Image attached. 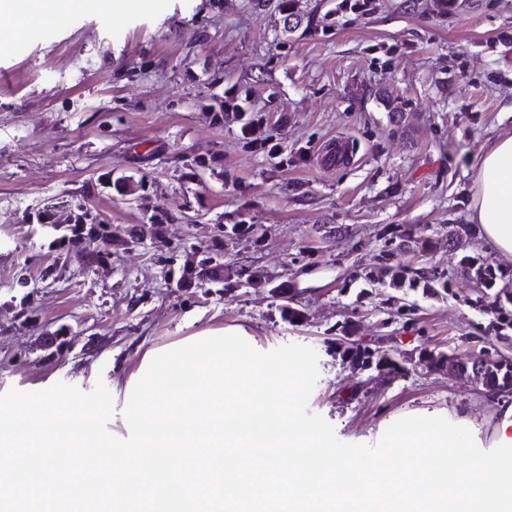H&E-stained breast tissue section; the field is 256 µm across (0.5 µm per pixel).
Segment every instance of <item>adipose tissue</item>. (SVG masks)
<instances>
[{
	"label": "adipose tissue",
	"mask_w": 512,
	"mask_h": 512,
	"mask_svg": "<svg viewBox=\"0 0 512 512\" xmlns=\"http://www.w3.org/2000/svg\"><path fill=\"white\" fill-rule=\"evenodd\" d=\"M472 218L491 249L512 257V135L499 138L481 160Z\"/></svg>",
	"instance_id": "obj_1"
}]
</instances>
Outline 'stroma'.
Here are the masks:
<instances>
[{"instance_id": "35a3bbf8", "label": "stroma", "mask_w": 512, "mask_h": 512, "mask_svg": "<svg viewBox=\"0 0 512 512\" xmlns=\"http://www.w3.org/2000/svg\"><path fill=\"white\" fill-rule=\"evenodd\" d=\"M338 2L82 9L0 46V394L121 386L148 351L237 327L316 351L310 408L341 441L441 416L493 448L504 407L420 357H512L475 305L512 292V258L471 219L479 162L512 134V0ZM339 136L353 160L326 165ZM77 202L104 224L91 261L54 228ZM202 249L221 267L183 279ZM388 262L447 293L368 284ZM339 336L401 372L343 364ZM462 262L467 270L474 274L476 281L483 288H494L496 286L499 277L495 267L491 264L472 256H465Z\"/></svg>"}]
</instances>
